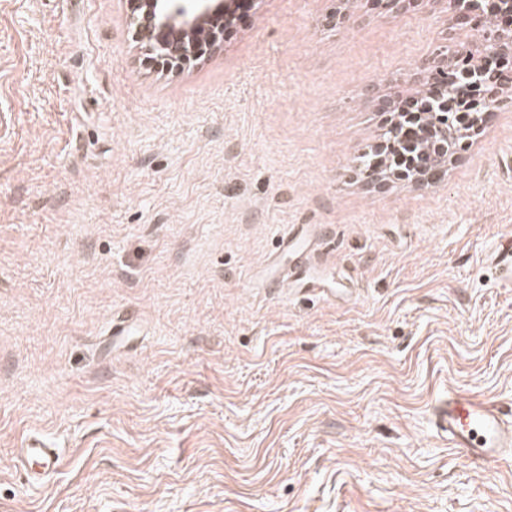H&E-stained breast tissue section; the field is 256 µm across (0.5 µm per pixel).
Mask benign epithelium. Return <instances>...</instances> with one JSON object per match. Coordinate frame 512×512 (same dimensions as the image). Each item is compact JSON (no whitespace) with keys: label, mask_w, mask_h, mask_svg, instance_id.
Masks as SVG:
<instances>
[{"label":"benign epithelium","mask_w":512,"mask_h":512,"mask_svg":"<svg viewBox=\"0 0 512 512\" xmlns=\"http://www.w3.org/2000/svg\"><path fill=\"white\" fill-rule=\"evenodd\" d=\"M442 2L457 25L478 33L483 68L490 70L489 84L496 87L512 85V67L504 70L500 63L503 56H512V39L505 37L500 30L495 33L483 30L486 21L492 17L505 25H512V0ZM132 5L131 26L135 41L145 45V51L155 56L156 61L169 68H181L204 52L197 32L204 23L220 16L222 25L206 29L208 47L215 46L223 27L229 26L234 17L237 0H132ZM456 60V53L447 51L441 59V66L425 75L423 82L430 86L433 95L439 96L447 88L446 81ZM436 136L439 141L432 148L435 156L445 161L451 149L448 130L437 126L431 131V137ZM420 170L425 175L417 181L423 185L434 182L443 174V167L428 162L424 154L421 155Z\"/></svg>","instance_id":"1"}]
</instances>
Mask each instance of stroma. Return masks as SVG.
Returning a JSON list of instances; mask_svg holds the SVG:
<instances>
[{"label":"stroma","mask_w":512,"mask_h":512,"mask_svg":"<svg viewBox=\"0 0 512 512\" xmlns=\"http://www.w3.org/2000/svg\"><path fill=\"white\" fill-rule=\"evenodd\" d=\"M253 2L169 72L130 0H0V512H512V464L432 425L452 388L512 413V103L429 185L364 176L472 30ZM274 252L332 288L269 286ZM486 261L499 272L503 280L512 282V247H492L486 254ZM16 458L28 484L33 486L45 485L62 464V455L58 448H45L40 444L19 448Z\"/></svg>","instance_id":"1"}]
</instances>
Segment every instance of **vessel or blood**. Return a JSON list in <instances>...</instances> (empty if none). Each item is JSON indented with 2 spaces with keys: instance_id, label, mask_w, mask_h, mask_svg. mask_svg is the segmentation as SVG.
I'll list each match as a JSON object with an SVG mask.
<instances>
[{
  "instance_id": "b4317fda",
  "label": "vessel or blood",
  "mask_w": 512,
  "mask_h": 512,
  "mask_svg": "<svg viewBox=\"0 0 512 512\" xmlns=\"http://www.w3.org/2000/svg\"><path fill=\"white\" fill-rule=\"evenodd\" d=\"M487 261L503 280L512 282V247H492ZM267 269L281 288H311L310 276L281 268L277 258H270ZM433 424L437 435L447 441L456 454L472 462L498 464L512 460V421L501 408L462 392H449L434 409ZM28 484L45 485L58 471L62 456L58 449L34 444L19 449L16 455Z\"/></svg>"
}]
</instances>
